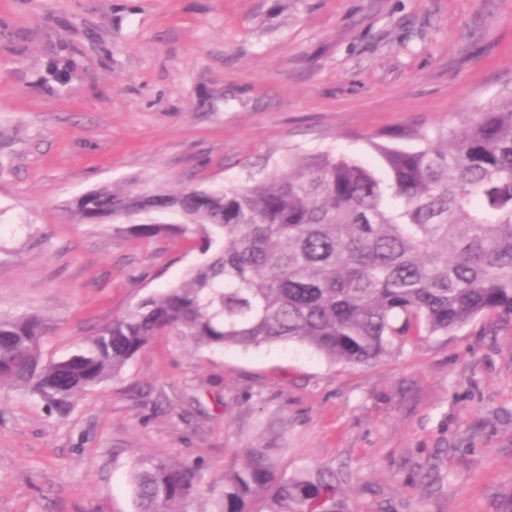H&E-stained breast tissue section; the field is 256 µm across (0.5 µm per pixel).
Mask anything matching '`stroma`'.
Masks as SVG:
<instances>
[{
	"mask_svg": "<svg viewBox=\"0 0 512 512\" xmlns=\"http://www.w3.org/2000/svg\"><path fill=\"white\" fill-rule=\"evenodd\" d=\"M512 96V0H0V312L61 356L205 261L82 224L80 195L224 188ZM335 470L352 512H512V331L478 319L376 363L157 337L65 415L0 391V512H134L144 456Z\"/></svg>",
	"mask_w": 512,
	"mask_h": 512,
	"instance_id": "35a3bbf8",
	"label": "stroma"
}]
</instances>
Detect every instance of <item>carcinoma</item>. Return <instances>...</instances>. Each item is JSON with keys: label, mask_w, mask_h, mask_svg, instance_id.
<instances>
[{"label": "carcinoma", "mask_w": 512, "mask_h": 512, "mask_svg": "<svg viewBox=\"0 0 512 512\" xmlns=\"http://www.w3.org/2000/svg\"><path fill=\"white\" fill-rule=\"evenodd\" d=\"M387 137L374 144L379 169L324 152L224 190L79 196L85 224L122 220L142 239L182 238L211 256L59 359L41 357L42 316L1 313L0 390L22 387L64 415L169 333L207 349L293 342L361 365L478 318L512 327V97L474 122ZM130 484L136 512H188L206 494L214 512H253L260 496L264 512H351L335 471L282 479L258 448L224 469L217 493L197 468L166 459L137 462Z\"/></svg>", "instance_id": "obj_1"}]
</instances>
